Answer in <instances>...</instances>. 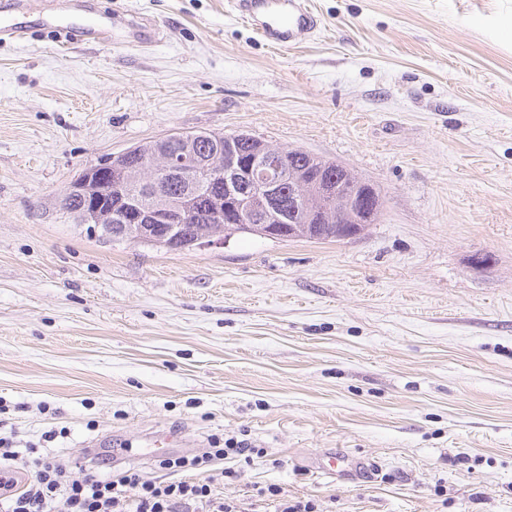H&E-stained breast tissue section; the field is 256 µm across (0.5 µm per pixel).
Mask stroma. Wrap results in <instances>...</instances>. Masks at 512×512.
Segmentation results:
<instances>
[{
    "label": "stroma",
    "instance_id": "stroma-1",
    "mask_svg": "<svg viewBox=\"0 0 512 512\" xmlns=\"http://www.w3.org/2000/svg\"><path fill=\"white\" fill-rule=\"evenodd\" d=\"M0 0V434L87 460L105 433L210 436L218 492L281 487L319 512H512V0H311L305 43L260 41L225 0H100L111 41L64 51ZM162 40L131 43L129 14ZM248 132L378 184L340 242L236 234L111 245L58 192L175 131ZM374 473L312 474L330 451Z\"/></svg>",
    "mask_w": 512,
    "mask_h": 512
}]
</instances>
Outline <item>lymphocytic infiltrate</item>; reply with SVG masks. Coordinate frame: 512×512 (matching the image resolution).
Here are the masks:
<instances>
[{
	"label": "lymphocytic infiltrate",
	"instance_id": "1",
	"mask_svg": "<svg viewBox=\"0 0 512 512\" xmlns=\"http://www.w3.org/2000/svg\"><path fill=\"white\" fill-rule=\"evenodd\" d=\"M253 450L243 441L215 449L212 456L167 457L160 467L191 472V479L159 482L146 478L130 466L102 478L88 472L74 479L67 464L29 448L12 450L9 438L0 437V512H241L238 503L219 497L216 488L226 470H207L209 458L250 456ZM33 468L26 485H18L15 464Z\"/></svg>",
	"mask_w": 512,
	"mask_h": 512
}]
</instances>
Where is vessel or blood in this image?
I'll list each match as a JSON object with an SVG mask.
<instances>
[{"label":"vessel or blood","instance_id":"b4317fda","mask_svg":"<svg viewBox=\"0 0 512 512\" xmlns=\"http://www.w3.org/2000/svg\"><path fill=\"white\" fill-rule=\"evenodd\" d=\"M227 6L238 19L251 25L260 40L283 49L309 41L322 24L310 0H227ZM107 30L108 24L102 20L93 24L70 22L50 25L48 36L53 46L62 50L74 44L100 43ZM161 35V29L145 16L132 28V40L141 47L150 46ZM178 439V434L158 430L147 434L146 445L153 457L161 458Z\"/></svg>","mask_w":512,"mask_h":512}]
</instances>
